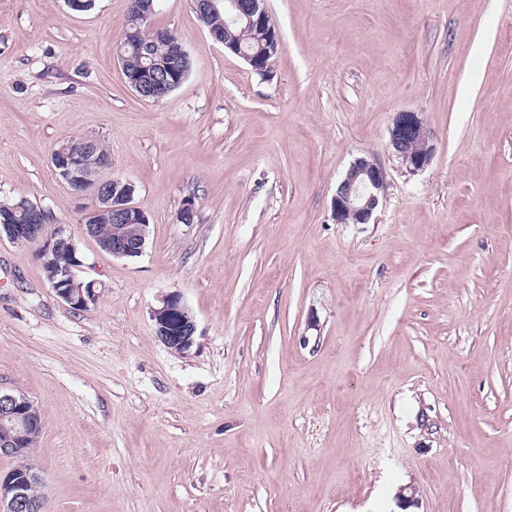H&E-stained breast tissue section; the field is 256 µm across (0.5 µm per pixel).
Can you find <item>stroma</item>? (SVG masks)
Segmentation results:
<instances>
[{
    "label": "stroma",
    "instance_id": "35a3bbf8",
    "mask_svg": "<svg viewBox=\"0 0 512 512\" xmlns=\"http://www.w3.org/2000/svg\"><path fill=\"white\" fill-rule=\"evenodd\" d=\"M265 5L262 76L191 0H155L191 63L159 101L117 60L130 0L0 8V203L47 209L103 286L71 309L0 239V387L39 410L46 508L512 512V0ZM402 111L434 146L415 175L388 147ZM84 137L136 187L140 257L85 235L52 168ZM359 157L386 197L339 224ZM172 292L197 325L182 354L152 320ZM388 184L385 169L374 159L358 158L339 182L332 214L339 224H367L378 209V190Z\"/></svg>",
    "mask_w": 512,
    "mask_h": 512
}]
</instances>
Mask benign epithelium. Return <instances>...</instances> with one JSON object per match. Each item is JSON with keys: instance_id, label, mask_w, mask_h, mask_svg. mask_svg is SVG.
Listing matches in <instances>:
<instances>
[{"instance_id": "benign-epithelium-1", "label": "benign epithelium", "mask_w": 512, "mask_h": 512, "mask_svg": "<svg viewBox=\"0 0 512 512\" xmlns=\"http://www.w3.org/2000/svg\"><path fill=\"white\" fill-rule=\"evenodd\" d=\"M143 0L134 4L137 29L145 28L152 43L167 45V53L159 57L144 54L135 77L129 80L131 88L141 97L158 101L167 96L185 80L181 62L188 59L184 41L174 39L164 29L150 27L153 6L142 7ZM224 10L229 22L262 28L266 25L267 11L264 0H226ZM212 39L242 58L253 70L268 71L269 65H260L257 54L245 50L241 44L226 40L224 31L209 30ZM389 149L409 174L427 168L432 160L430 134L416 112H398L389 131ZM50 161L56 175L81 198H89V221L84 223L85 233L92 237L96 224L112 225V239L105 249L121 258L140 255L146 246L149 221L145 213L133 203L135 186L128 180L110 173L111 157L102 154L95 138H84L80 144H60L51 154ZM388 184L385 169L375 160L356 159L339 182L332 200V214L338 224H368L378 209V190ZM0 208L11 213L24 214L22 224H5L0 237L14 243L34 244L42 259L62 252L76 253L78 246L67 235L64 226L50 228L44 220L45 209L26 200ZM83 262L65 263L54 267L48 280L55 296L70 308L87 310L97 304L101 288L97 282L79 276ZM156 336L174 353H184L195 342L194 314L181 295L172 292L161 300V306L152 311ZM31 400L19 390L0 388V456H12L19 451H30L27 444L30 427L38 417L31 408ZM39 479L35 468L28 467L27 475L17 477L12 471L0 472V512H46L44 500H34L28 493L31 482Z\"/></svg>"}]
</instances>
